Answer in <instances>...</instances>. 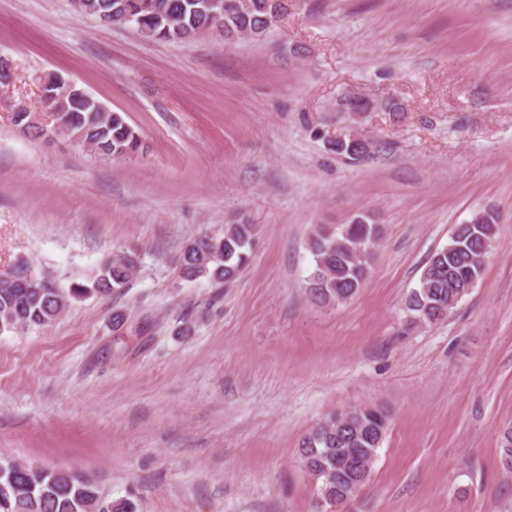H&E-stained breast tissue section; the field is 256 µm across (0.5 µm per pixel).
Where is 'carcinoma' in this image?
I'll use <instances>...</instances> for the list:
<instances>
[{
    "label": "carcinoma",
    "instance_id": "1",
    "mask_svg": "<svg viewBox=\"0 0 512 512\" xmlns=\"http://www.w3.org/2000/svg\"><path fill=\"white\" fill-rule=\"evenodd\" d=\"M210 0H83L80 13L113 25L129 24L137 18L136 30L158 41H190L217 31L218 23L208 6ZM288 12V0H249L232 13H224L226 41L261 39L274 21ZM53 109L51 121L33 112H17L13 123L22 132L45 138L54 123L69 136L90 145L102 159L128 158L141 147L139 135L118 111L102 112L99 101L77 98L56 76L41 84ZM347 112L360 115L377 109L374 101L351 97L343 102ZM336 154L353 160L367 156L362 146L345 136L334 143ZM256 225L247 220L224 226L220 236L203 234L186 244L177 257L182 278L206 276L228 283L246 267L251 257ZM497 236L493 214L483 212L469 224L455 226L448 246L431 255L420 276L419 287L406 302L416 323L434 324L448 317L461 299L483 276L488 250ZM381 239L379 225L368 215L334 229L319 227L308 239L314 266L307 277L311 301L322 307L352 298L366 278L370 249ZM136 255H123L105 262L88 283L73 282L64 288L47 275H37L27 266H17L8 278H0V333L47 328L74 300L91 293L108 296L127 286ZM388 415L378 407H352L333 414L314 426L298 449L300 467L315 483L317 498L330 506L345 508L368 482L381 447ZM503 465L512 469V423L500 433ZM0 482L9 486V496L0 512H137L129 499L112 501L102 497L94 483L77 472L49 470L27 464L1 463Z\"/></svg>",
    "mask_w": 512,
    "mask_h": 512
}]
</instances>
